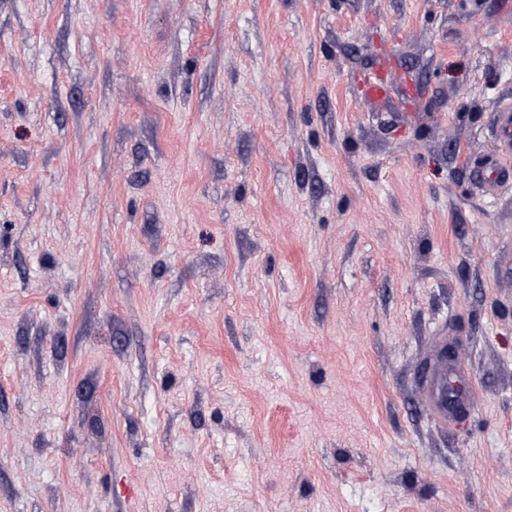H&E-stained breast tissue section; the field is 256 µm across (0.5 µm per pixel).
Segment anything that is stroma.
Instances as JSON below:
<instances>
[{"label": "stroma", "mask_w": 512, "mask_h": 512, "mask_svg": "<svg viewBox=\"0 0 512 512\" xmlns=\"http://www.w3.org/2000/svg\"><path fill=\"white\" fill-rule=\"evenodd\" d=\"M509 99L512 0H0V512H512ZM495 134L499 158L480 163L473 171V178L486 192L495 193L512 185V167L504 162L512 153V103L505 102L497 111ZM448 377H450L448 379ZM447 378L448 382L452 386H462L463 387V394H465L468 398L470 396V389L468 386H466L464 383H462L456 376L454 375H448V372L441 370L437 375L431 376L429 375V391H430V399L428 400L429 406H431L436 413L438 419H441L443 421L448 420L446 417H444V414L439 408L437 407V402L441 401V394H440V385L441 382Z\"/></svg>", "instance_id": "1"}]
</instances>
